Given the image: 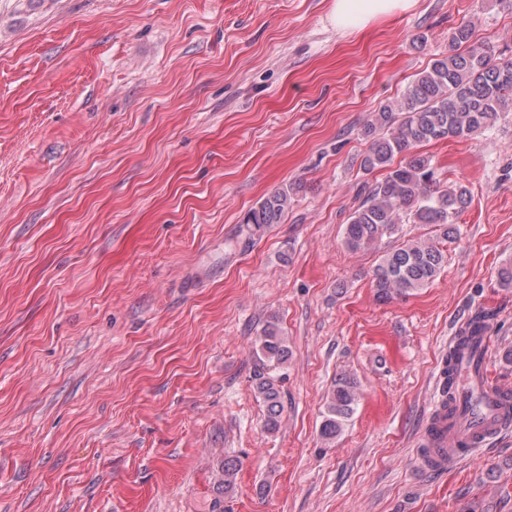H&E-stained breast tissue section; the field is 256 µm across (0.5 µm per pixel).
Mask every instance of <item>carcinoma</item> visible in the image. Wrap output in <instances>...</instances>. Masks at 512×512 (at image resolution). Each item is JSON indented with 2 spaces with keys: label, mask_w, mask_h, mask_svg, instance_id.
Masks as SVG:
<instances>
[{
  "label": "carcinoma",
  "mask_w": 512,
  "mask_h": 512,
  "mask_svg": "<svg viewBox=\"0 0 512 512\" xmlns=\"http://www.w3.org/2000/svg\"><path fill=\"white\" fill-rule=\"evenodd\" d=\"M471 29L461 26L450 34L454 50L435 60L405 89L397 107L384 106L364 128L372 140L360 167L370 173L388 170L383 180L364 190L359 205L349 214L344 239L351 251L373 248L398 232L407 222L434 226L436 237L408 240L384 254L373 271L376 296L381 301L408 296L432 282L446 263L441 242L458 232V218L468 206L470 190L461 183L440 184L430 161L413 157L394 165L398 155H408L419 144L455 138H474L492 129L506 112H512V59L495 58L490 45L471 46ZM292 204L290 190L279 189L260 199L243 219L257 235L282 222ZM492 315L479 310L460 331L456 347L448 351L444 375L448 417L459 420L453 380L457 366L471 342L482 335ZM258 367L255 392L265 407V426L277 427L284 407L279 371L288 363L290 349L276 320H270L257 340ZM359 398L355 378L341 375L330 394L320 434L333 440L353 416ZM237 461L224 459L217 490L232 486Z\"/></svg>",
  "instance_id": "cac0c4a2"
}]
</instances>
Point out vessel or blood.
<instances>
[{
  "instance_id": "obj_1",
  "label": "vessel or blood",
  "mask_w": 512,
  "mask_h": 512,
  "mask_svg": "<svg viewBox=\"0 0 512 512\" xmlns=\"http://www.w3.org/2000/svg\"><path fill=\"white\" fill-rule=\"evenodd\" d=\"M489 341V336H480L474 355L463 358L460 363V396L474 394L479 398L471 421L456 429H449L447 411L439 407L423 430L421 446L427 470L447 467L445 449L454 448L460 455H471L476 448L488 444L512 424V388L493 382L484 366Z\"/></svg>"
}]
</instances>
